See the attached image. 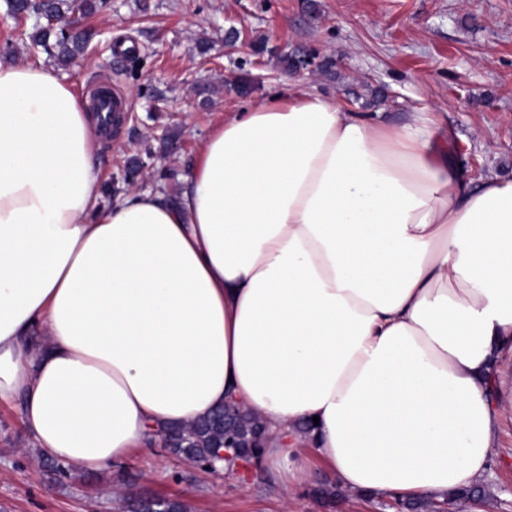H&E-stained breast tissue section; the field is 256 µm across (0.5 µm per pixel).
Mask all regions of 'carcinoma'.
<instances>
[{"instance_id": "1", "label": "carcinoma", "mask_w": 512, "mask_h": 512, "mask_svg": "<svg viewBox=\"0 0 512 512\" xmlns=\"http://www.w3.org/2000/svg\"><path fill=\"white\" fill-rule=\"evenodd\" d=\"M6 6L7 13L16 20L34 19L33 32L29 35L31 45L46 53L56 65L66 66L84 52L86 35L79 30L68 32L59 22L92 15L104 6V0H6ZM222 411L220 421L211 413L170 431L164 450L202 467L223 450L227 436L237 443H254L253 448H230L228 452L256 460L264 441L257 434V416L231 405L222 407ZM123 512H188V507L181 500L139 496L127 499Z\"/></svg>"}]
</instances>
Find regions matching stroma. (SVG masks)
Here are the masks:
<instances>
[{
  "label": "stroma",
  "mask_w": 512,
  "mask_h": 512,
  "mask_svg": "<svg viewBox=\"0 0 512 512\" xmlns=\"http://www.w3.org/2000/svg\"><path fill=\"white\" fill-rule=\"evenodd\" d=\"M84 25L88 51L58 73L82 101L102 81L125 97L126 122L99 149L100 179L120 191L161 182L178 192L225 114L290 81L395 123L430 106L458 134L466 173L512 178V0H109ZM31 30L0 0V43L15 45L1 64L45 62L28 49ZM290 53L313 57L312 71L289 73ZM147 150L146 179L124 182ZM41 455L18 408L0 404V512H120L133 494L179 499L189 512H402L387 496L320 498L318 484L334 476L315 455L318 483L286 492L263 468L244 488L234 472L207 473L159 448L66 477ZM482 486V499L448 512H512V414Z\"/></svg>",
  "instance_id": "stroma-1"
}]
</instances>
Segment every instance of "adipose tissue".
Masks as SVG:
<instances>
[{
	"label": "adipose tissue",
	"mask_w": 512,
	"mask_h": 512,
	"mask_svg": "<svg viewBox=\"0 0 512 512\" xmlns=\"http://www.w3.org/2000/svg\"><path fill=\"white\" fill-rule=\"evenodd\" d=\"M103 127L0 64V403L97 473L224 403L282 488L445 499L490 468L512 361V180L456 134L288 83L218 122L178 196L101 202Z\"/></svg>",
	"instance_id": "ef3b65f1"
}]
</instances>
